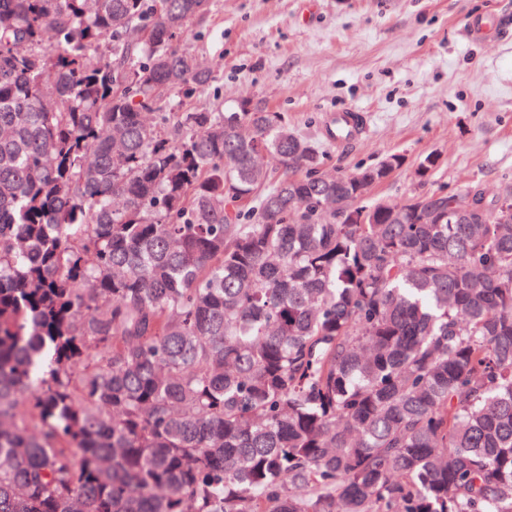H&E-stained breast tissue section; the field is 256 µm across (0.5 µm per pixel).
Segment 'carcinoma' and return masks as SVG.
I'll return each mask as SVG.
<instances>
[{
  "label": "carcinoma",
  "instance_id": "carcinoma-1",
  "mask_svg": "<svg viewBox=\"0 0 512 512\" xmlns=\"http://www.w3.org/2000/svg\"><path fill=\"white\" fill-rule=\"evenodd\" d=\"M209 8L0 0V512H512V223L193 107ZM448 219H455L456 224H482L484 220L473 203L472 197L466 194L451 195L448 200Z\"/></svg>",
  "mask_w": 512,
  "mask_h": 512
}]
</instances>
